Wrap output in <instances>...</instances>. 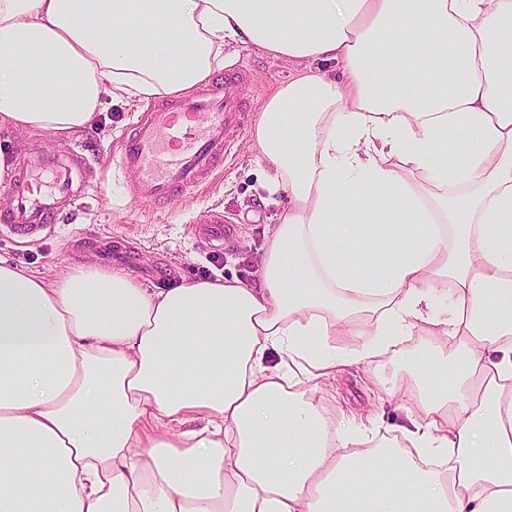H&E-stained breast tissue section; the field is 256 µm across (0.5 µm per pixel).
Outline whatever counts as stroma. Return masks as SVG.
Instances as JSON below:
<instances>
[{"label": "stroma", "mask_w": 512, "mask_h": 512, "mask_svg": "<svg viewBox=\"0 0 512 512\" xmlns=\"http://www.w3.org/2000/svg\"><path fill=\"white\" fill-rule=\"evenodd\" d=\"M227 53L230 63L245 64L256 78L250 89L255 111L296 73L295 66L251 47L238 45ZM141 113L138 106H106L93 128L71 137L1 130L0 150L15 164L32 151L65 154L77 146L98 167L108 161L125 129ZM252 136V128L242 131L220 180L162 206L127 192L121 175L98 184L90 173H83L74 181L72 201L62 204L58 223L36 240L0 231V258L48 281L61 270L91 261L111 268L122 266L146 288L199 279L201 270L211 269L217 261L225 278L258 285L263 245L286 199L282 192L264 185L261 164L250 151ZM210 208L224 210L234 219L220 247L200 242L194 232L196 220ZM106 245L116 250L136 248L137 265L126 267L119 258L106 257L102 251ZM386 377L408 379L406 365L386 358L370 366L345 368L335 382L321 388L329 420L341 424L355 413L376 416L386 426L407 425L406 407L383 391Z\"/></svg>", "instance_id": "stroma-1"}]
</instances>
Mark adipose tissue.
Instances as JSON below:
<instances>
[{
	"instance_id": "obj_1",
	"label": "adipose tissue",
	"mask_w": 512,
	"mask_h": 512,
	"mask_svg": "<svg viewBox=\"0 0 512 512\" xmlns=\"http://www.w3.org/2000/svg\"><path fill=\"white\" fill-rule=\"evenodd\" d=\"M239 44L299 68L253 133L288 194L260 287L0 258V512H512V0H0V129L81 133ZM415 333L461 353L385 385L407 448L325 419Z\"/></svg>"
}]
</instances>
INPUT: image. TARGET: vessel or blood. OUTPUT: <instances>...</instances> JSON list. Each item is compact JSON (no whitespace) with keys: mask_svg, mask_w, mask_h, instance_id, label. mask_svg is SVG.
<instances>
[{"mask_svg":"<svg viewBox=\"0 0 512 512\" xmlns=\"http://www.w3.org/2000/svg\"><path fill=\"white\" fill-rule=\"evenodd\" d=\"M249 71L224 70L195 93L154 105L113 150L112 163L130 189L160 205L206 184L223 166L235 137L248 122ZM56 159L33 156L19 164L9 186V205L0 223L15 234L33 236L57 220L68 183L56 175ZM52 173L54 191L41 193L34 170Z\"/></svg>","mask_w":512,"mask_h":512,"instance_id":"1","label":"vessel or blood"}]
</instances>
